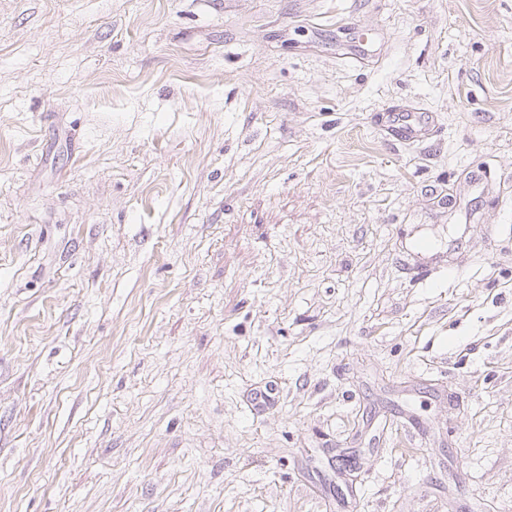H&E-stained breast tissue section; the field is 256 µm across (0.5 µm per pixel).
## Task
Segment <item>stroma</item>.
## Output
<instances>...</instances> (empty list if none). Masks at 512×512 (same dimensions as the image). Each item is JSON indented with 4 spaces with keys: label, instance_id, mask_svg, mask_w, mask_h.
<instances>
[{
    "label": "stroma",
    "instance_id": "stroma-1",
    "mask_svg": "<svg viewBox=\"0 0 512 512\" xmlns=\"http://www.w3.org/2000/svg\"><path fill=\"white\" fill-rule=\"evenodd\" d=\"M0 512H512V0H0Z\"/></svg>",
    "mask_w": 512,
    "mask_h": 512
}]
</instances>
